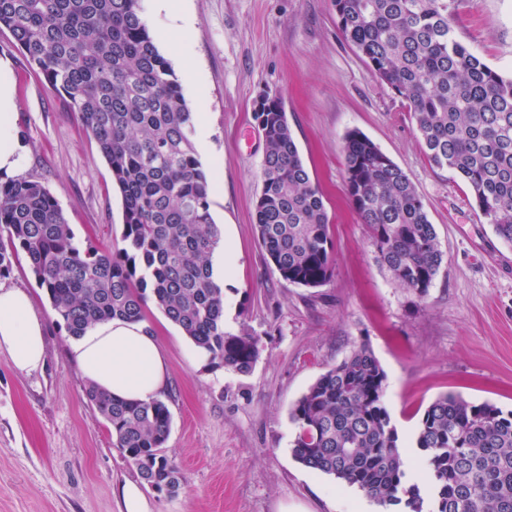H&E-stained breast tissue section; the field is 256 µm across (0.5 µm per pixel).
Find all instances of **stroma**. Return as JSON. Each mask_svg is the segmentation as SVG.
Wrapping results in <instances>:
<instances>
[{"label":"stroma","mask_w":512,"mask_h":512,"mask_svg":"<svg viewBox=\"0 0 512 512\" xmlns=\"http://www.w3.org/2000/svg\"><path fill=\"white\" fill-rule=\"evenodd\" d=\"M141 0L142 17L182 90L208 172L211 214L235 255L213 267L232 330L259 341L249 375L208 365L182 330L147 305L144 325L169 363L161 393L172 416L165 454L175 492L144 488L152 512H353L344 484L305 468L291 453L289 412L323 373L368 345L387 375L385 405L410 462L417 424L438 396L454 393L512 410V246L481 216L464 182L433 167L406 101L378 79L344 39L332 0H182L193 22L179 50L165 39L170 18ZM455 37L490 68L512 75V0H454ZM21 174L60 202L77 240L121 247L123 210L111 171L75 113L0 32ZM280 98L312 183L330 216L334 272L309 288L284 280L255 228L264 139L254 118L260 95ZM358 131L399 165L434 225L443 264L426 295L402 288L376 259L370 229L345 188L343 143ZM0 286L27 290L46 324L36 370L15 371L0 352V512H122L114 489L139 481L112 445L86 397V378L26 259Z\"/></svg>","instance_id":"obj_1"}]
</instances>
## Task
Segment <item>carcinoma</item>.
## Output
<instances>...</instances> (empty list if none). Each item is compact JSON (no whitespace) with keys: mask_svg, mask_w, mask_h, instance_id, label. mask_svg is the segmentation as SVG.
I'll return each instance as SVG.
<instances>
[{"mask_svg":"<svg viewBox=\"0 0 512 512\" xmlns=\"http://www.w3.org/2000/svg\"><path fill=\"white\" fill-rule=\"evenodd\" d=\"M342 36L406 100L430 164L471 190L481 215L512 245V76L458 41L450 0H333ZM78 114L97 142L123 206L121 248L80 242L40 181H0V276L24 255L58 323L79 338L111 319L139 322L151 300L212 366L251 372L259 342L224 327L212 258L224 247L210 212L181 84L141 17L140 0H0V31ZM262 122L258 237L287 281L319 287L333 275L330 219L277 98ZM346 192L370 226L378 261L423 296L443 262L434 225L407 174L370 139L347 134ZM386 374L365 344L312 383L289 418L294 458L363 491L380 507L422 512L406 484L399 435L384 404ZM113 446L150 486H179L162 448L171 412L160 398L128 401L86 389ZM416 447L434 488L431 512H512V411L444 394L424 410Z\"/></svg>","mask_w":512,"mask_h":512,"instance_id":"obj_1","label":"carcinoma"}]
</instances>
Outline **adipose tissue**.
<instances>
[{"label": "adipose tissue", "mask_w": 512, "mask_h": 512, "mask_svg": "<svg viewBox=\"0 0 512 512\" xmlns=\"http://www.w3.org/2000/svg\"><path fill=\"white\" fill-rule=\"evenodd\" d=\"M12 96L6 71L0 69V171L18 169L22 145L11 131ZM46 347L45 324L30 294L0 287V351L18 372L40 367ZM81 373L112 396L126 400L158 397L169 366L159 342L143 325L118 319L89 329L71 345Z\"/></svg>", "instance_id": "1"}]
</instances>
